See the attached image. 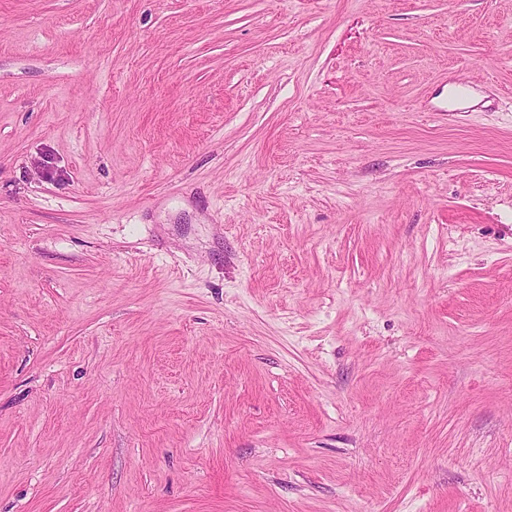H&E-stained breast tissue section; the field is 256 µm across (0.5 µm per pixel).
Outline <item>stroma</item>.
I'll return each instance as SVG.
<instances>
[{
  "label": "stroma",
  "mask_w": 512,
  "mask_h": 512,
  "mask_svg": "<svg viewBox=\"0 0 512 512\" xmlns=\"http://www.w3.org/2000/svg\"><path fill=\"white\" fill-rule=\"evenodd\" d=\"M0 512H512V0H0Z\"/></svg>",
  "instance_id": "obj_1"
}]
</instances>
